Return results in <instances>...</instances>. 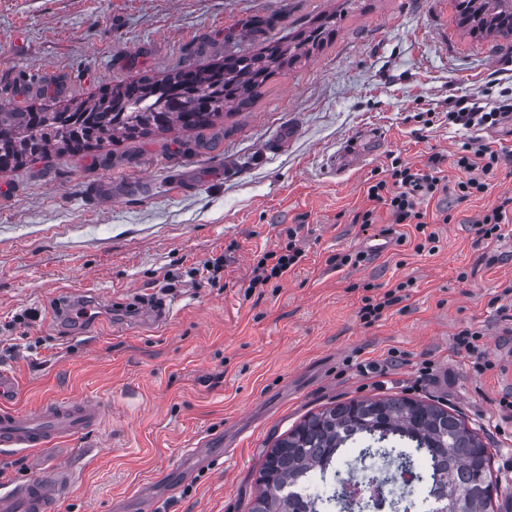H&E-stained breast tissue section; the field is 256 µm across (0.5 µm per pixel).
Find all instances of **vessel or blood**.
<instances>
[{"label": "vessel or blood", "instance_id": "1", "mask_svg": "<svg viewBox=\"0 0 512 512\" xmlns=\"http://www.w3.org/2000/svg\"><path fill=\"white\" fill-rule=\"evenodd\" d=\"M134 183H95L91 195L108 202L138 192ZM105 421L101 400L91 397L52 399L30 411L0 403V446L21 451L46 449L55 442L73 439L100 429ZM72 472L56 466L48 476L0 487V512H51L53 505L68 494Z\"/></svg>", "mask_w": 512, "mask_h": 512}]
</instances>
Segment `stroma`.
Instances as JSON below:
<instances>
[{
    "instance_id": "stroma-1",
    "label": "stroma",
    "mask_w": 512,
    "mask_h": 512,
    "mask_svg": "<svg viewBox=\"0 0 512 512\" xmlns=\"http://www.w3.org/2000/svg\"><path fill=\"white\" fill-rule=\"evenodd\" d=\"M454 0H0V106L33 79L28 101L55 108L102 86L180 65L290 43L333 17L319 51L270 78L247 107L215 128L158 132L85 155L38 159L0 172V367L18 382L16 403L102 400L104 426L28 454L0 450V483L40 477L66 463L73 491L54 512H117L153 487L158 512H248L268 448L308 413L351 398L412 392L457 410L490 438L492 469L509 489L512 421L498 402L512 392V321L495 300L512 287V223L486 240L474 221L512 192V159L487 194L453 204L441 223H353L368 208L374 172L400 158L414 167L434 154L449 184L465 133L449 124L463 95L493 103L512 89V39H475L455 22ZM75 79L61 94L60 75ZM439 113L425 125L424 110ZM345 142L365 153L333 175L328 154ZM193 173L194 185L175 176ZM110 177L139 193L93 202L89 187ZM398 240L359 265L336 258L363 251L381 229ZM296 229L305 256L280 280L248 290L253 264ZM436 236L425 250L426 232ZM221 259L216 282L192 269ZM169 279L172 290L157 283ZM413 280L408 296L373 324L359 315L364 284L388 290ZM98 298L88 325L50 319L74 295ZM165 304L162 326L148 322ZM26 323H15L23 312ZM480 331L489 367L453 349L463 328ZM387 371L376 387L359 363ZM434 379L412 383L422 364ZM206 441L210 466L193 469L191 444Z\"/></svg>"
}]
</instances>
